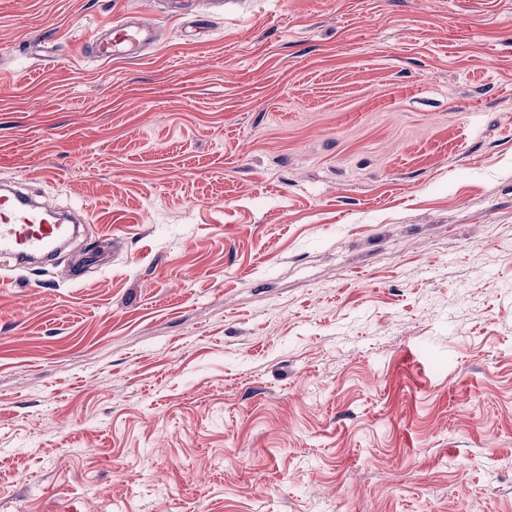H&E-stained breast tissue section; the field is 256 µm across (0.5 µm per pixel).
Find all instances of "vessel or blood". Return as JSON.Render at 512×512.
Instances as JSON below:
<instances>
[{
    "mask_svg": "<svg viewBox=\"0 0 512 512\" xmlns=\"http://www.w3.org/2000/svg\"><path fill=\"white\" fill-rule=\"evenodd\" d=\"M156 41L152 26L123 13L95 30L85 52L99 60H117L139 56ZM85 220L83 211L57 213L35 202L20 187L0 188V255L10 256L20 267L36 257L49 258L71 228Z\"/></svg>",
    "mask_w": 512,
    "mask_h": 512,
    "instance_id": "1",
    "label": "vessel or blood"
}]
</instances>
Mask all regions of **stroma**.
<instances>
[{
	"label": "stroma",
	"instance_id": "stroma-1",
	"mask_svg": "<svg viewBox=\"0 0 512 512\" xmlns=\"http://www.w3.org/2000/svg\"><path fill=\"white\" fill-rule=\"evenodd\" d=\"M1 179L0 512H512V0H0ZM157 41L155 30L133 13H122L99 26L85 43V54L99 60L139 56ZM0 187V255L10 256L19 267L35 257L48 259L56 245L66 238L73 227L87 217L81 210L60 214L29 197L21 187Z\"/></svg>",
	"mask_w": 512,
	"mask_h": 512
}]
</instances>
